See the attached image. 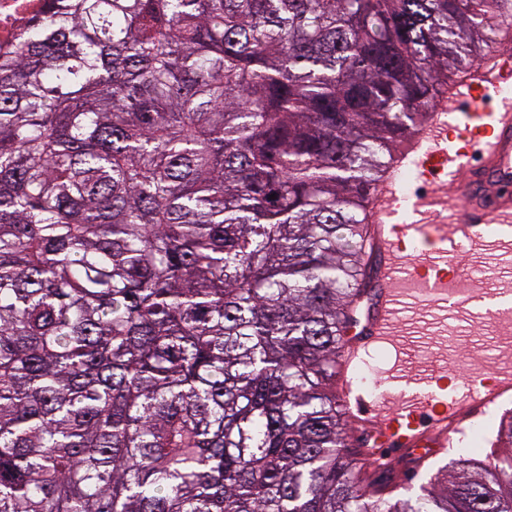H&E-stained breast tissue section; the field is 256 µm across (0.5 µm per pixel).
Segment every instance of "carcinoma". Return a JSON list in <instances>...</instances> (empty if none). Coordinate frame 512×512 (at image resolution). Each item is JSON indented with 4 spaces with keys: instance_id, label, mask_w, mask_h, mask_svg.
<instances>
[{
    "instance_id": "obj_1",
    "label": "carcinoma",
    "mask_w": 512,
    "mask_h": 512,
    "mask_svg": "<svg viewBox=\"0 0 512 512\" xmlns=\"http://www.w3.org/2000/svg\"><path fill=\"white\" fill-rule=\"evenodd\" d=\"M512 0H59L0 55V512H512L336 395L371 194Z\"/></svg>"
}]
</instances>
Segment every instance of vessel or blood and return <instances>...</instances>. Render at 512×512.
<instances>
[{"mask_svg":"<svg viewBox=\"0 0 512 512\" xmlns=\"http://www.w3.org/2000/svg\"><path fill=\"white\" fill-rule=\"evenodd\" d=\"M512 50L498 53L487 75L458 82L451 95L437 101L433 118L414 141L406 164L428 191L415 203L419 214H436L438 224H398L399 185L379 187L372 221L382 254L379 288L369 317L346 353V369L355 372L362 351L388 343L403 301L418 295L455 303L466 293L457 264L460 251L492 246L512 251ZM458 183L455 192L447 186ZM512 388V371L502 369L444 387L425 381L405 398L388 392L365 398L349 389L358 418L372 422L380 440L373 462L390 463L393 454L431 456L447 447L473 414L495 403Z\"/></svg>","mask_w":512,"mask_h":512,"instance_id":"1","label":"vessel or blood"}]
</instances>
